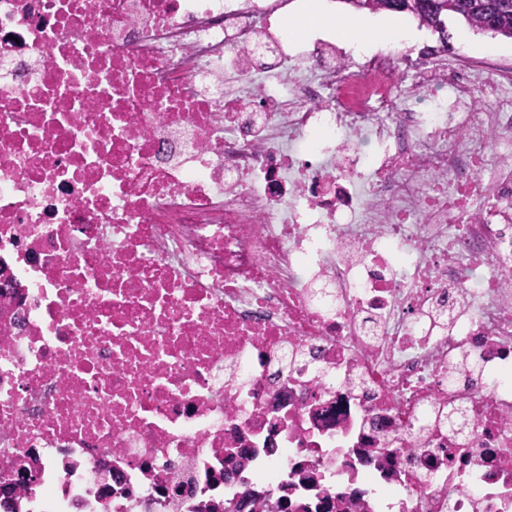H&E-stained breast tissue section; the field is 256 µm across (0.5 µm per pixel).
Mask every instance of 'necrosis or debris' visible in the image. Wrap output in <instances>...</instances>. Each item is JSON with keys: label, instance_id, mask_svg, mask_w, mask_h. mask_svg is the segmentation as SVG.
I'll return each instance as SVG.
<instances>
[{"label": "necrosis or debris", "instance_id": "obj_1", "mask_svg": "<svg viewBox=\"0 0 512 512\" xmlns=\"http://www.w3.org/2000/svg\"><path fill=\"white\" fill-rule=\"evenodd\" d=\"M292 2L0 0V512H512V61Z\"/></svg>", "mask_w": 512, "mask_h": 512}]
</instances>
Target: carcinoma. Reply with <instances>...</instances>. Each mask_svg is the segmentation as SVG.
Returning a JSON list of instances; mask_svg holds the SVG:
<instances>
[{"label":"carcinoma","mask_w":512,"mask_h":512,"mask_svg":"<svg viewBox=\"0 0 512 512\" xmlns=\"http://www.w3.org/2000/svg\"><path fill=\"white\" fill-rule=\"evenodd\" d=\"M356 9L394 10V0H343ZM402 11L440 31L444 17L454 15L474 32L490 31L512 39V0H403Z\"/></svg>","instance_id":"cac0c4a2"}]
</instances>
